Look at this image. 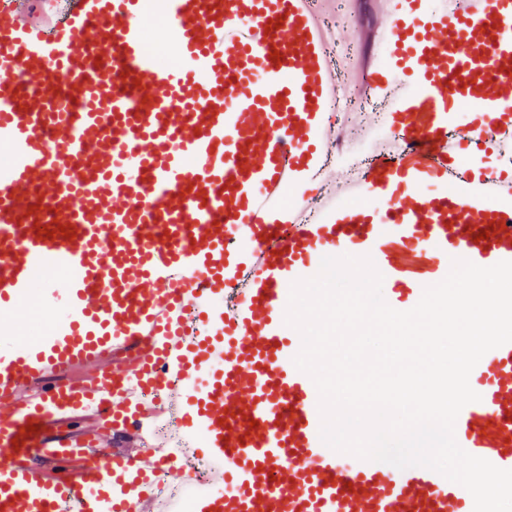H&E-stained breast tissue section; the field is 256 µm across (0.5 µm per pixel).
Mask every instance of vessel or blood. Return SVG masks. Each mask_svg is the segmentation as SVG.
Wrapping results in <instances>:
<instances>
[{"label":"vessel or blood","mask_w":512,"mask_h":512,"mask_svg":"<svg viewBox=\"0 0 512 512\" xmlns=\"http://www.w3.org/2000/svg\"><path fill=\"white\" fill-rule=\"evenodd\" d=\"M156 3L179 65L147 52L143 0H0V315L33 295L56 315L28 340L0 333V512H152L174 458L145 433L173 410L213 465L197 512H473L431 469L339 464L284 314L333 251L369 255L399 311L453 260L512 261V177L456 161L489 121L512 143V0H379L366 42L389 36L390 61L361 81L393 99L400 148L314 218L286 194L326 179L336 140L318 0ZM469 383L481 399L456 441L512 469V343Z\"/></svg>","instance_id":"obj_1"}]
</instances>
